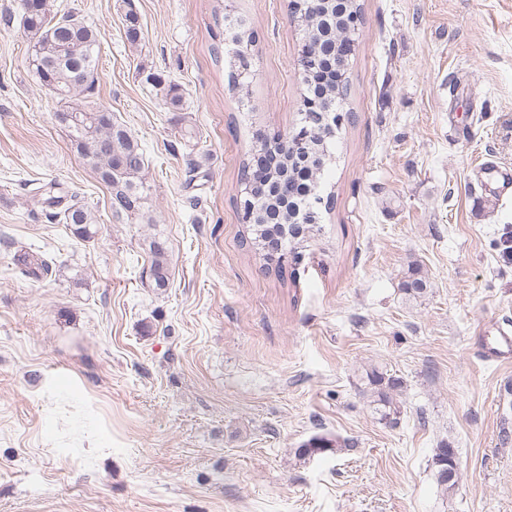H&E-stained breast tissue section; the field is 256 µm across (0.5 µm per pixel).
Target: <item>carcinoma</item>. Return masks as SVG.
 Returning <instances> with one entry per match:
<instances>
[{
    "instance_id": "carcinoma-1",
    "label": "carcinoma",
    "mask_w": 512,
    "mask_h": 512,
    "mask_svg": "<svg viewBox=\"0 0 512 512\" xmlns=\"http://www.w3.org/2000/svg\"><path fill=\"white\" fill-rule=\"evenodd\" d=\"M308 22L303 25L302 41L310 43L309 65L320 70L321 49L332 41L356 39L355 25L362 24V8L358 0H298ZM23 35L29 44L28 62L41 86L58 99L56 121L64 126L77 154L109 190L111 215L117 218H136L143 212L150 187L144 177V156L139 145L128 132L112 119V113L95 102L98 83L97 32L75 14L66 12L57 17L50 13L48 0H21ZM240 50L236 52L237 69L230 74L235 85L249 78L250 62L246 48L256 42L255 32L240 27L235 37ZM351 53L344 51L336 76L329 78L322 93L333 113V128L319 130L313 141L309 157L294 159L288 154V137L273 133L261 146L275 152L288 165L289 172L299 171L297 195L318 189L328 164L332 161L328 139L340 128V112L344 111L350 96L348 75ZM270 186H252L244 192L241 208L243 220L259 227L261 211L273 200ZM28 201L40 209L50 221L70 227L79 239L87 241L97 235L96 220L88 207L74 194L65 192L56 182L34 183L27 191ZM151 261L146 270L148 280L157 288L169 282V265L163 247L150 245ZM16 263L25 274L43 279L52 271L51 262L43 255L25 251L17 255ZM402 290L417 298L426 291V282L413 275L402 283ZM366 391L381 420L393 421L397 413L393 393L402 386V380L373 368L364 377ZM447 453L445 448L435 449L432 457L435 476L444 491L455 490L458 480L446 478L437 464Z\"/></svg>"
}]
</instances>
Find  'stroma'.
<instances>
[{
    "instance_id": "1",
    "label": "stroma",
    "mask_w": 512,
    "mask_h": 512,
    "mask_svg": "<svg viewBox=\"0 0 512 512\" xmlns=\"http://www.w3.org/2000/svg\"><path fill=\"white\" fill-rule=\"evenodd\" d=\"M360 3L334 204L279 275L237 202L257 135L301 124L289 0H49L98 34L97 101L151 186L136 220L112 217L0 0V512H512V359L477 356L512 321V185L486 174L512 175V0ZM228 4L256 33L240 91ZM29 181L77 194L95 239L30 212ZM154 240L165 288L141 278ZM20 245L51 277L20 272ZM373 366L404 381L396 423L363 391ZM323 436L343 450L299 456ZM450 449L456 450V448H435V453L432 457V466L435 470V476L437 479L438 484L443 487L444 491L446 492H454L457 484H458V470H459V461L457 458V454L455 451H451L448 456H445V459L443 462H439V460L449 451ZM438 462L440 466H444L442 468V471L445 474H448V477L446 478L442 472L441 469L438 467ZM457 474V478H455ZM454 479V480H448Z\"/></svg>"
}]
</instances>
